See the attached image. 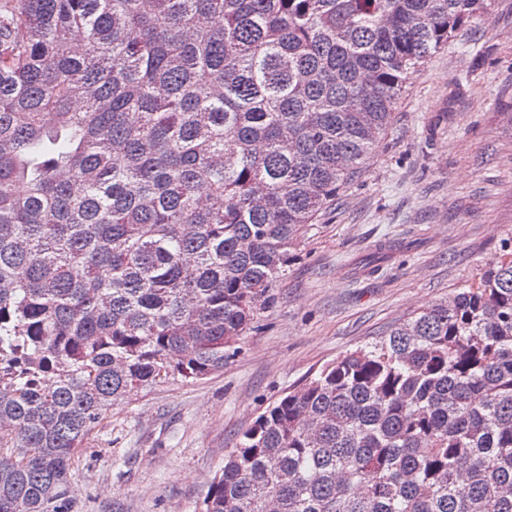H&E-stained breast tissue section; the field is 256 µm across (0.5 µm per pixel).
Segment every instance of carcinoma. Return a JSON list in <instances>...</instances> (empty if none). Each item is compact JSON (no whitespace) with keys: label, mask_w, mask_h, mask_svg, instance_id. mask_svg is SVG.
Listing matches in <instances>:
<instances>
[{"label":"carcinoma","mask_w":512,"mask_h":512,"mask_svg":"<svg viewBox=\"0 0 512 512\" xmlns=\"http://www.w3.org/2000/svg\"><path fill=\"white\" fill-rule=\"evenodd\" d=\"M491 0H0V512H68L139 388L224 370L408 76ZM323 365L198 512H512V236Z\"/></svg>","instance_id":"1"}]
</instances>
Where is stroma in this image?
Listing matches in <instances>:
<instances>
[{"mask_svg":"<svg viewBox=\"0 0 512 512\" xmlns=\"http://www.w3.org/2000/svg\"><path fill=\"white\" fill-rule=\"evenodd\" d=\"M512 235V0L407 80L222 371L114 406L69 470L71 512H195L241 431L322 365L477 279ZM392 241L396 249L379 253Z\"/></svg>","mask_w":512,"mask_h":512,"instance_id":"35a3bbf8","label":"stroma"}]
</instances>
